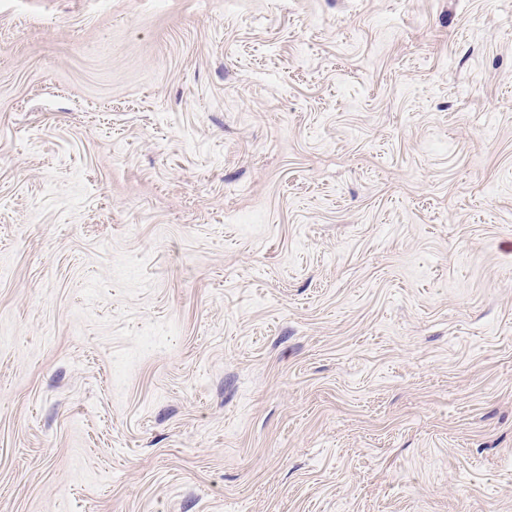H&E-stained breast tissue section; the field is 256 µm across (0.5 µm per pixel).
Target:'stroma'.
<instances>
[{"label":"stroma","mask_w":512,"mask_h":512,"mask_svg":"<svg viewBox=\"0 0 512 512\" xmlns=\"http://www.w3.org/2000/svg\"><path fill=\"white\" fill-rule=\"evenodd\" d=\"M0 512H512V0H0Z\"/></svg>","instance_id":"obj_1"}]
</instances>
